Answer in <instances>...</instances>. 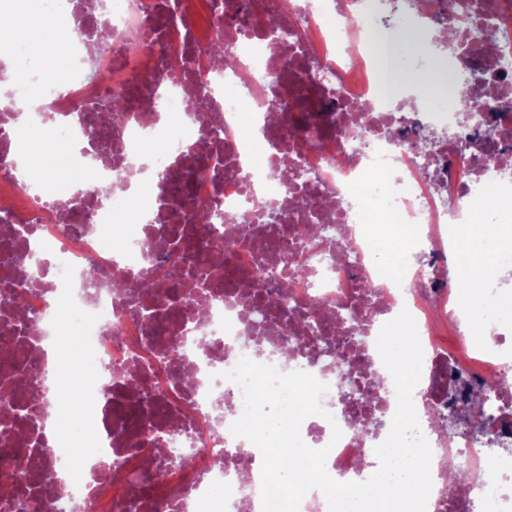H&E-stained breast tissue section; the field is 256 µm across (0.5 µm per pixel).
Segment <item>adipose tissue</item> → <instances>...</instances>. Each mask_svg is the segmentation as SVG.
<instances>
[{
    "label": "adipose tissue",
    "instance_id": "adipose-tissue-1",
    "mask_svg": "<svg viewBox=\"0 0 512 512\" xmlns=\"http://www.w3.org/2000/svg\"><path fill=\"white\" fill-rule=\"evenodd\" d=\"M23 31L10 40H0V58L13 59L22 55L39 61L38 49L51 37L49 17L42 0H28L26 12L20 17ZM512 228V211L503 212L498 223L464 224L455 232V246L450 253L452 266L464 270L468 276L465 298L471 309L490 311V303L478 292L485 277L493 272L512 268V245H505L503 234Z\"/></svg>",
    "mask_w": 512,
    "mask_h": 512
}]
</instances>
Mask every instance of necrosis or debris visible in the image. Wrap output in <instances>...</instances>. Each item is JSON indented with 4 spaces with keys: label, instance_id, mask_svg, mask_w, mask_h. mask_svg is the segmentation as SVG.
I'll use <instances>...</instances> for the list:
<instances>
[{
    "label": "necrosis or debris",
    "instance_id": "necrosis-or-debris-1",
    "mask_svg": "<svg viewBox=\"0 0 512 512\" xmlns=\"http://www.w3.org/2000/svg\"><path fill=\"white\" fill-rule=\"evenodd\" d=\"M283 1L280 36L247 23ZM52 4L77 35L63 69L22 56L0 69V273L11 270L24 307L0 298V335L14 338L12 352L0 350V393L33 366L29 386L53 375L62 405L63 369L90 363L95 405L75 418L38 398L0 403V478H14L40 512H263L262 458L230 432L243 393L222 377L246 357L328 385L327 417L307 418L301 437L328 448L333 479L367 480L396 410L393 384L372 385L376 338L406 310L423 349L426 512H512V325L469 313L445 284L465 279L446 263L455 225L494 224L512 206V0H225L220 17L216 0H112L105 44L102 0ZM439 31L450 59L422 53L415 68L485 73L481 114L462 101L383 95L400 76L399 38ZM146 34L153 51H128ZM218 41L236 71L202 72ZM34 92L53 123L23 120ZM108 92L122 103L120 123L102 107ZM26 136L75 142L67 168L79 188L19 179L15 144ZM107 182L115 189L104 200ZM63 210L93 221L60 223ZM390 223L412 226L415 242L389 275L367 227ZM148 233L158 241L149 258ZM185 236L195 252L168 262ZM218 243L227 258L215 269ZM132 281L151 294L123 292ZM259 283L267 293L257 300ZM73 314L83 340L72 353L58 341ZM490 377L500 382L495 455L481 433L446 421L465 385ZM73 426L92 446L79 461L62 437ZM159 441L190 465L152 483L142 451ZM111 461L123 479L110 478ZM454 471L464 480L452 489ZM135 480L150 485L138 497Z\"/></svg>",
    "mask_w": 512,
    "mask_h": 512
}]
</instances>
